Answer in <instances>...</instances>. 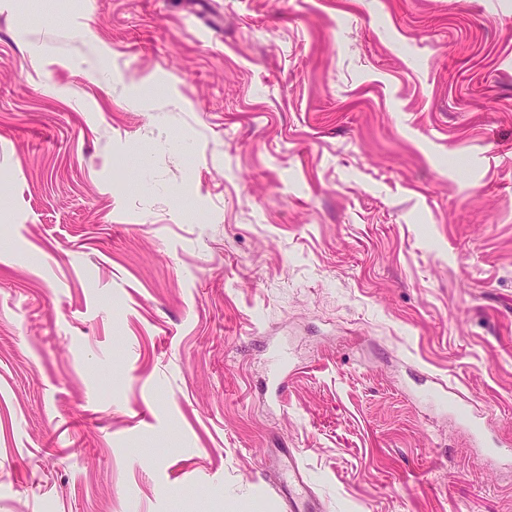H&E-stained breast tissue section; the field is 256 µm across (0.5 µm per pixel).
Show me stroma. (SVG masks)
Here are the masks:
<instances>
[{"instance_id": "obj_1", "label": "stroma", "mask_w": 512, "mask_h": 512, "mask_svg": "<svg viewBox=\"0 0 512 512\" xmlns=\"http://www.w3.org/2000/svg\"><path fill=\"white\" fill-rule=\"evenodd\" d=\"M489 438L512 0H0V512H512ZM279 482L273 492L284 501L289 512H320L315 493L311 490L304 470L300 465L299 453L295 448H279Z\"/></svg>"}]
</instances>
